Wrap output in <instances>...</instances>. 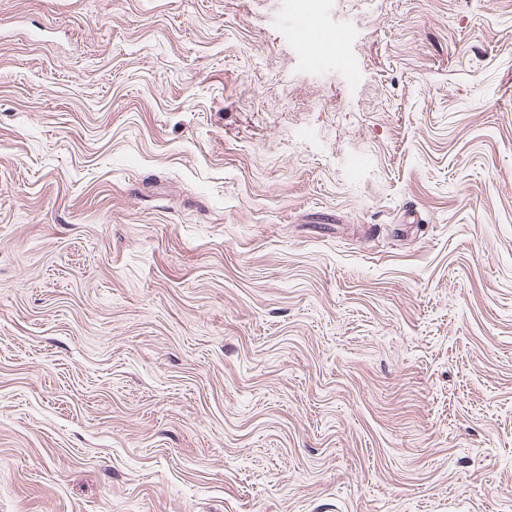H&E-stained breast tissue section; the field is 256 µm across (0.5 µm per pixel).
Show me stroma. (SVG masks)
<instances>
[{
	"label": "stroma",
	"mask_w": 512,
	"mask_h": 512,
	"mask_svg": "<svg viewBox=\"0 0 512 512\" xmlns=\"http://www.w3.org/2000/svg\"><path fill=\"white\" fill-rule=\"evenodd\" d=\"M0 512H512V0H0Z\"/></svg>",
	"instance_id": "35a3bbf8"
}]
</instances>
